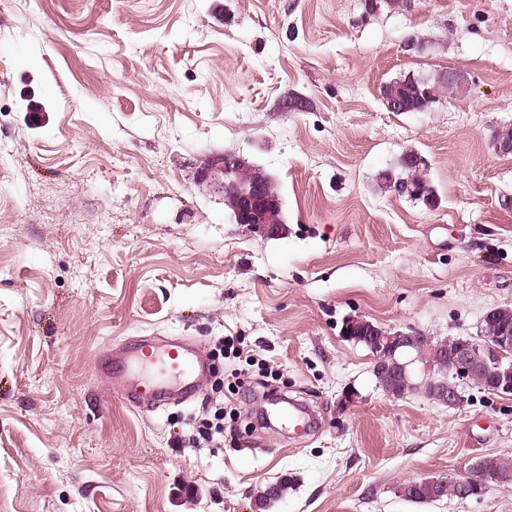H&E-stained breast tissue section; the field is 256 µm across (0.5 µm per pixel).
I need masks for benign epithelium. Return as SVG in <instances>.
<instances>
[{
    "mask_svg": "<svg viewBox=\"0 0 512 512\" xmlns=\"http://www.w3.org/2000/svg\"><path fill=\"white\" fill-rule=\"evenodd\" d=\"M197 182L220 195L232 191L237 200L234 221L246 224L263 237L279 235L280 226L267 222L265 212L279 208V198L272 191L268 177L260 171L246 165V162L234 155L214 157L200 168ZM388 184L400 195L426 194V203H434L435 194L432 186L426 182L414 187L394 176H389ZM512 311L505 307L488 310L482 321L496 319L501 327L495 336L480 333V338L460 339L448 347L447 355L429 363L434 374L446 371L460 381L470 380V373L476 363H481L493 378L494 388L491 392L502 396H512V329L508 328ZM343 335L353 340L359 336H369L374 350V364L386 362L400 348L415 349L426 339L422 334H409L392 331L371 321L352 318L345 322ZM430 399L448 408H456L464 401L458 384L444 385L431 381ZM453 482L459 489V499L466 500L483 497L491 488L504 483L499 477H490L481 472L478 461H473L465 473L448 478L442 476L434 479L438 485Z\"/></svg>",
    "mask_w": 512,
    "mask_h": 512,
    "instance_id": "obj_1",
    "label": "benign epithelium"
}]
</instances>
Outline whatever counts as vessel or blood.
Returning a JSON list of instances; mask_svg holds the SVG:
<instances>
[{
  "label": "vessel or blood",
  "mask_w": 512,
  "mask_h": 512,
  "mask_svg": "<svg viewBox=\"0 0 512 512\" xmlns=\"http://www.w3.org/2000/svg\"><path fill=\"white\" fill-rule=\"evenodd\" d=\"M104 363L113 394L144 412L192 398L207 371L198 350L178 340H144L105 353Z\"/></svg>",
  "instance_id": "b4317fda"
}]
</instances>
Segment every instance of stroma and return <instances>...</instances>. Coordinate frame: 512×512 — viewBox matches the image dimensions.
<instances>
[{"instance_id": "obj_1", "label": "stroma", "mask_w": 512, "mask_h": 512, "mask_svg": "<svg viewBox=\"0 0 512 512\" xmlns=\"http://www.w3.org/2000/svg\"><path fill=\"white\" fill-rule=\"evenodd\" d=\"M451 68L465 91L387 109L385 83ZM509 124L512 0H0V512H512V488L398 492L512 459V396L439 405L416 361L389 397L342 334L476 339L512 307ZM408 152L434 205L385 185ZM220 154L275 178L282 236L197 184ZM154 337L239 355L144 413L99 356ZM274 397L314 432L264 423ZM218 407L223 441L194 447Z\"/></svg>"}]
</instances>
